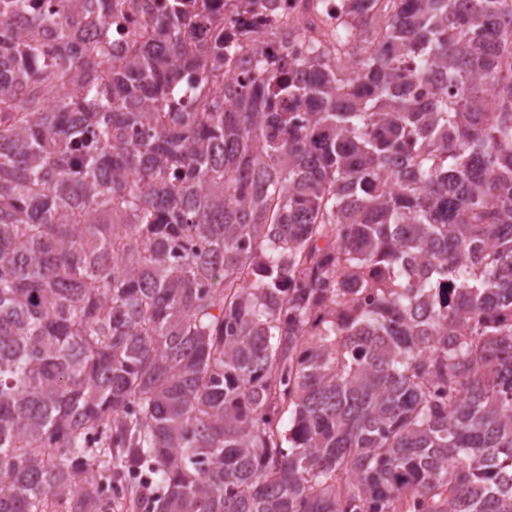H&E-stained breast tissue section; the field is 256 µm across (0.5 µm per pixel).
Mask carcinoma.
Here are the masks:
<instances>
[{"instance_id": "carcinoma-1", "label": "carcinoma", "mask_w": 512, "mask_h": 512, "mask_svg": "<svg viewBox=\"0 0 512 512\" xmlns=\"http://www.w3.org/2000/svg\"><path fill=\"white\" fill-rule=\"evenodd\" d=\"M0 31V512H512V0ZM269 10L259 17L243 15L235 9L234 0L216 2L224 15V32L230 42L243 40L244 33L266 30L276 24L288 23L301 29L312 22L319 32L329 34L336 26L363 17L370 18L380 8L378 3L368 0H266ZM361 6L363 10L356 7Z\"/></svg>"}]
</instances>
